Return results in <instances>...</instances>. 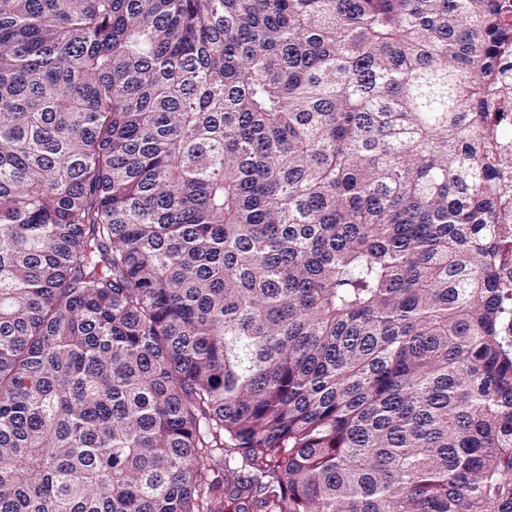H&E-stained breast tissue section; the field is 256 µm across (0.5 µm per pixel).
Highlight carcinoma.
<instances>
[{"label":"carcinoma","instance_id":"1","mask_svg":"<svg viewBox=\"0 0 512 512\" xmlns=\"http://www.w3.org/2000/svg\"><path fill=\"white\" fill-rule=\"evenodd\" d=\"M512 0H0V512H512Z\"/></svg>","mask_w":512,"mask_h":512}]
</instances>
